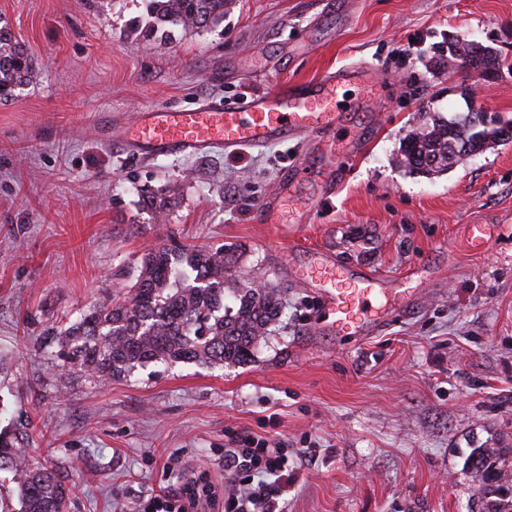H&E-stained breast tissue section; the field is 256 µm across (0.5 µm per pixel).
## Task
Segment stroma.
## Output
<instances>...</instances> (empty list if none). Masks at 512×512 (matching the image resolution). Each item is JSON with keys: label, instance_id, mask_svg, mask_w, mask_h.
<instances>
[{"label": "stroma", "instance_id": "stroma-1", "mask_svg": "<svg viewBox=\"0 0 512 512\" xmlns=\"http://www.w3.org/2000/svg\"><path fill=\"white\" fill-rule=\"evenodd\" d=\"M144 13V0H0L38 65L0 100V417L33 424L28 453L73 486L69 512H129L188 481L223 490L238 435L318 449L285 512H470L466 456L512 446V140L433 176L397 153L434 114L512 123V71L487 83L431 63L451 39L512 58V0H228L218 28L170 43L132 32ZM359 64L381 89L340 86L331 163L304 134L157 156L104 128L206 101L242 111L280 82ZM301 154L320 177L264 223ZM168 188L177 204L159 221L140 192ZM160 246L233 249L237 283L280 287L254 359L107 384L52 368L43 328L124 297ZM323 260L396 290L387 320L337 335L316 300Z\"/></svg>", "mask_w": 512, "mask_h": 512}]
</instances>
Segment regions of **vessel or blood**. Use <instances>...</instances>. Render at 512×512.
Here are the masks:
<instances>
[{
	"instance_id": "vessel-or-blood-1",
	"label": "vessel or blood",
	"mask_w": 512,
	"mask_h": 512,
	"mask_svg": "<svg viewBox=\"0 0 512 512\" xmlns=\"http://www.w3.org/2000/svg\"><path fill=\"white\" fill-rule=\"evenodd\" d=\"M356 68L341 67L311 82H284L270 93L253 99L249 111L232 112L208 102L183 112L148 110L136 127L115 126L114 134L125 145L156 154H190L213 144L236 151L282 140L296 132L311 133L324 142L342 121L332 104L337 88L359 76ZM334 287L324 292L327 305L336 315L337 327L351 324L357 301L377 296L376 282L369 276L333 267Z\"/></svg>"
}]
</instances>
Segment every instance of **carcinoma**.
<instances>
[{
  "instance_id": "carcinoma-1",
  "label": "carcinoma",
  "mask_w": 512,
  "mask_h": 512,
  "mask_svg": "<svg viewBox=\"0 0 512 512\" xmlns=\"http://www.w3.org/2000/svg\"><path fill=\"white\" fill-rule=\"evenodd\" d=\"M227 0H146V19L134 31L147 40H170L178 29L211 30L224 22ZM454 66L478 72L473 50L448 48ZM37 65L11 29L0 25V99L31 82ZM477 113L435 117L411 130L399 149L400 166L435 175L503 138L512 127L476 123ZM143 208L155 217L176 204L170 191H144ZM234 254L224 248H157L145 253L122 301L95 305L66 326L45 332L48 352L102 382L147 364L193 362L205 366L252 359L282 312L281 291L248 283L237 289L235 307L224 306ZM24 424L0 427V472L11 474L21 512H67L71 489L55 472L36 465L22 448ZM465 466L482 484L478 512H512V447L474 448Z\"/></svg>"
}]
</instances>
